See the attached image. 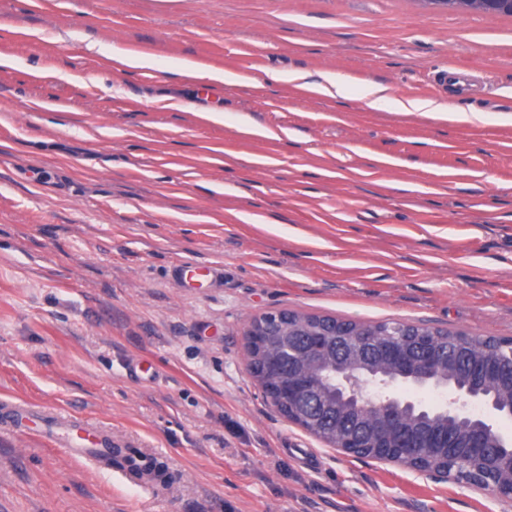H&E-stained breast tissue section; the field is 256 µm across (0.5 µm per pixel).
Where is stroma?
Instances as JSON below:
<instances>
[{"label": "stroma", "instance_id": "stroma-1", "mask_svg": "<svg viewBox=\"0 0 512 512\" xmlns=\"http://www.w3.org/2000/svg\"><path fill=\"white\" fill-rule=\"evenodd\" d=\"M444 68L480 80L449 112L486 122L362 98L375 81L425 99ZM279 309L512 336V17L0 0V402L88 419L171 477L147 495L0 428V512H512L284 420L245 355L249 322Z\"/></svg>", "mask_w": 512, "mask_h": 512}]
</instances>
